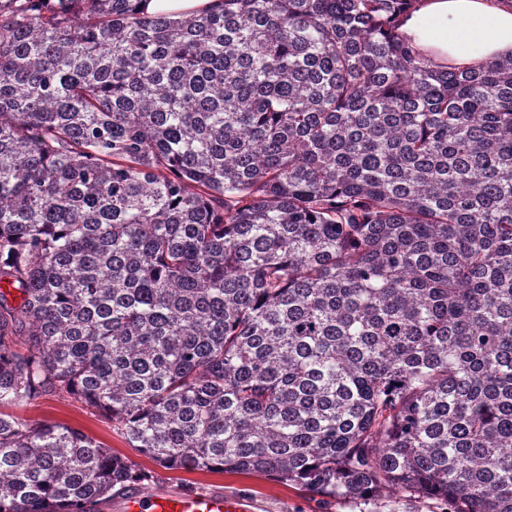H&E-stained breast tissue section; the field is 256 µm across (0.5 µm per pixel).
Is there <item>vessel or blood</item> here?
Here are the masks:
<instances>
[{"mask_svg": "<svg viewBox=\"0 0 512 512\" xmlns=\"http://www.w3.org/2000/svg\"><path fill=\"white\" fill-rule=\"evenodd\" d=\"M116 509L117 512H252V503L221 491L133 493L123 498Z\"/></svg>", "mask_w": 512, "mask_h": 512, "instance_id": "1", "label": "vessel or blood"}]
</instances>
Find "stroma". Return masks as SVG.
I'll use <instances>...</instances> for the list:
<instances>
[{"label":"stroma","mask_w":512,"mask_h":512,"mask_svg":"<svg viewBox=\"0 0 512 512\" xmlns=\"http://www.w3.org/2000/svg\"><path fill=\"white\" fill-rule=\"evenodd\" d=\"M14 415L33 422L54 423L80 430L114 455L149 472L141 491L165 490L224 492L251 500L254 512H448V504L434 497L416 498L405 493H383L370 502L330 499L289 486L271 474H230L221 471L184 472L160 466L139 449L131 447L112 425L105 412L67 397L45 396L14 408Z\"/></svg>","instance_id":"stroma-1"}]
</instances>
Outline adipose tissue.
Here are the masks:
<instances>
[{"label":"adipose tissue","instance_id":"adipose-tissue-1","mask_svg":"<svg viewBox=\"0 0 512 512\" xmlns=\"http://www.w3.org/2000/svg\"><path fill=\"white\" fill-rule=\"evenodd\" d=\"M398 33L435 64L478 69L512 56V0H417Z\"/></svg>","mask_w":512,"mask_h":512}]
</instances>
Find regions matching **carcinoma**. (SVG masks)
<instances>
[{
  "label": "carcinoma",
  "mask_w": 512,
  "mask_h": 512,
  "mask_svg": "<svg viewBox=\"0 0 512 512\" xmlns=\"http://www.w3.org/2000/svg\"><path fill=\"white\" fill-rule=\"evenodd\" d=\"M416 0H0V512L171 469L512 512V57ZM212 3L213 0H147L142 2V6L147 14L154 15L202 10ZM398 33L437 65L482 68L512 56V0H418Z\"/></svg>",
  "instance_id": "carcinoma-1"
}]
</instances>
